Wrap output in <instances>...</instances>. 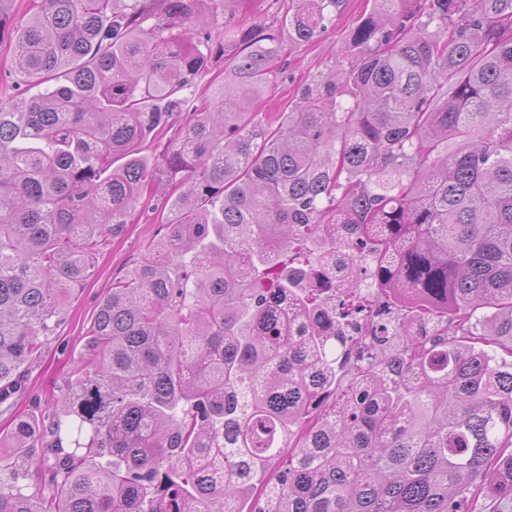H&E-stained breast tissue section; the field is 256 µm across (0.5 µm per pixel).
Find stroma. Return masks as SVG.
Segmentation results:
<instances>
[{
	"label": "stroma",
	"mask_w": 512,
	"mask_h": 512,
	"mask_svg": "<svg viewBox=\"0 0 512 512\" xmlns=\"http://www.w3.org/2000/svg\"><path fill=\"white\" fill-rule=\"evenodd\" d=\"M289 0H244L242 9L259 19L267 33L276 36L284 47L272 88L256 100L251 110L256 120L269 112L290 111L301 86L327 72L334 60H347L344 39L371 7L370 0H345L328 31L312 42L291 41L284 19ZM158 212L137 208L124 232L109 241L94 260V273L83 287L76 289L66 307L65 321L56 335L48 337L39 356L26 371V383L20 391L0 404V434L9 435L18 417H29L60 408V398L74 361L79 357L86 332L99 302L114 280L127 274L141 258L147 245L159 238Z\"/></svg>",
	"instance_id": "1"
}]
</instances>
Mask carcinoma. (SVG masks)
<instances>
[{
	"instance_id": "1",
	"label": "carcinoma",
	"mask_w": 512,
	"mask_h": 512,
	"mask_svg": "<svg viewBox=\"0 0 512 512\" xmlns=\"http://www.w3.org/2000/svg\"><path fill=\"white\" fill-rule=\"evenodd\" d=\"M0 101V403L161 172L141 145L208 69L194 0H36ZM230 13L231 80L189 110L185 189L112 285L61 409L0 438L48 492L0 512H473L512 500V0H373L264 124L282 45ZM344 0H292L309 43ZM153 17L151 33L142 23ZM360 238L394 322L351 355ZM496 347L505 353L497 357ZM76 434L64 449L63 434Z\"/></svg>"
}]
</instances>
